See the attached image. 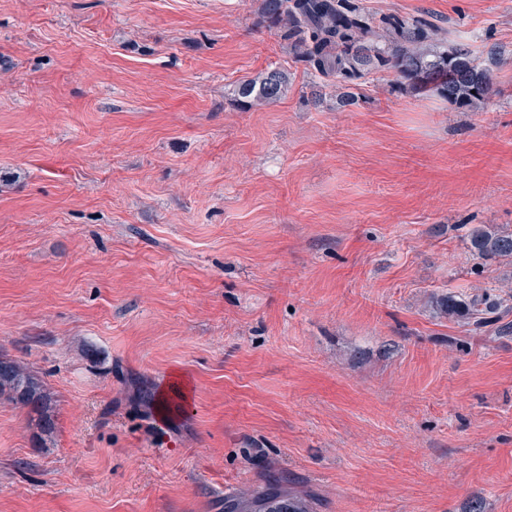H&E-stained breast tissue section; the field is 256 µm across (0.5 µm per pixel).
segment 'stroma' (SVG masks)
Segmentation results:
<instances>
[{"label":"stroma","instance_id":"35a3bbf8","mask_svg":"<svg viewBox=\"0 0 512 512\" xmlns=\"http://www.w3.org/2000/svg\"><path fill=\"white\" fill-rule=\"evenodd\" d=\"M355 2L470 44L490 98L341 106L260 0H0V356L56 415L0 399V512H512V335L438 304L512 292L466 244L512 229V0ZM288 80V73L282 69L262 72L238 84L236 101L247 107L274 103L288 92ZM0 398L15 401L28 407L33 413L35 426L40 435L55 432V416L51 397L43 380L19 363L0 358ZM225 512H309L304 501L285 497L277 492L247 491L228 500Z\"/></svg>","mask_w":512,"mask_h":512}]
</instances>
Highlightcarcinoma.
Here are the masks:
<instances>
[{
	"label": "carcinoma",
	"instance_id": "obj_1",
	"mask_svg": "<svg viewBox=\"0 0 512 512\" xmlns=\"http://www.w3.org/2000/svg\"><path fill=\"white\" fill-rule=\"evenodd\" d=\"M258 23L288 43L297 61L319 77L336 80L344 106L355 103L350 89L392 72L396 81L413 89L436 93L461 106L480 102L492 92V80L472 50H451L433 44L428 25L392 17L378 29L353 0H261ZM288 92V73L274 68L240 82L236 100L247 107L268 105ZM470 252L480 259H511L512 230L469 233ZM448 316L467 320L473 330L496 326L512 334V322L498 314L506 299L486 289L480 294H448ZM0 398L28 407L40 434L51 435L56 424L51 397L43 380L19 363L0 359ZM226 512H307L300 499L277 492L247 491L230 500Z\"/></svg>",
	"mask_w": 512,
	"mask_h": 512
}]
</instances>
